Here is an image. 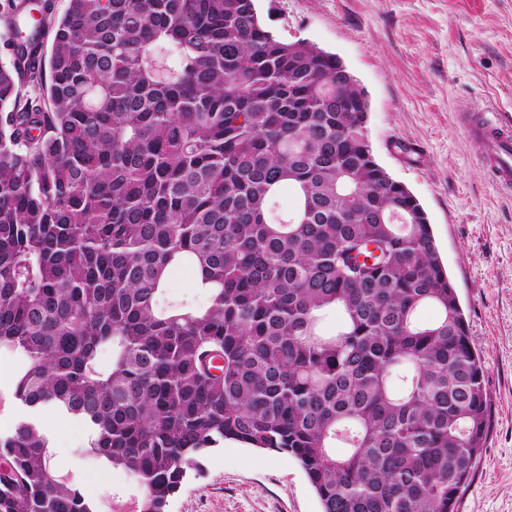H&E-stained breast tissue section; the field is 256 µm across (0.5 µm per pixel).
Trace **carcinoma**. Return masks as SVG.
I'll return each mask as SVG.
<instances>
[{
  "label": "carcinoma",
  "instance_id": "cac0c4a2",
  "mask_svg": "<svg viewBox=\"0 0 512 512\" xmlns=\"http://www.w3.org/2000/svg\"><path fill=\"white\" fill-rule=\"evenodd\" d=\"M9 45L0 350L16 398L82 423L84 454L140 487L138 512H168L226 440L293 457L321 512H457L487 436L484 370L336 55L277 37L255 0L45 4ZM177 268L205 305L169 293ZM50 457L40 423L0 438V512H99Z\"/></svg>",
  "mask_w": 512,
  "mask_h": 512
}]
</instances>
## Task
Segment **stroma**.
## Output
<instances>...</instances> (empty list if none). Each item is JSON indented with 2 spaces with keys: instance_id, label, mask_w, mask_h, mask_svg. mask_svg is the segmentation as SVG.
<instances>
[{
  "instance_id": "obj_1",
  "label": "stroma",
  "mask_w": 512,
  "mask_h": 512,
  "mask_svg": "<svg viewBox=\"0 0 512 512\" xmlns=\"http://www.w3.org/2000/svg\"><path fill=\"white\" fill-rule=\"evenodd\" d=\"M266 26L336 54L365 91L378 163L419 200L485 367L489 428L457 512H512V192L497 186L465 132L470 112L512 114V0H257ZM0 352V435L28 408ZM50 464L98 501L133 502L122 471L85 458L77 422L41 415ZM168 512H321L296 460L228 441L201 460Z\"/></svg>"
}]
</instances>
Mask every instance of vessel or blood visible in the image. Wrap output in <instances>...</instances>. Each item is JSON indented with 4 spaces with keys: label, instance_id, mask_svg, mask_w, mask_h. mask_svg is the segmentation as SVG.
Listing matches in <instances>:
<instances>
[{
    "label": "vessel or blood",
    "instance_id": "b4317fda",
    "mask_svg": "<svg viewBox=\"0 0 512 512\" xmlns=\"http://www.w3.org/2000/svg\"><path fill=\"white\" fill-rule=\"evenodd\" d=\"M470 136L480 146V163L496 183L512 191V115L478 112L466 119Z\"/></svg>",
    "mask_w": 512,
    "mask_h": 512
}]
</instances>
